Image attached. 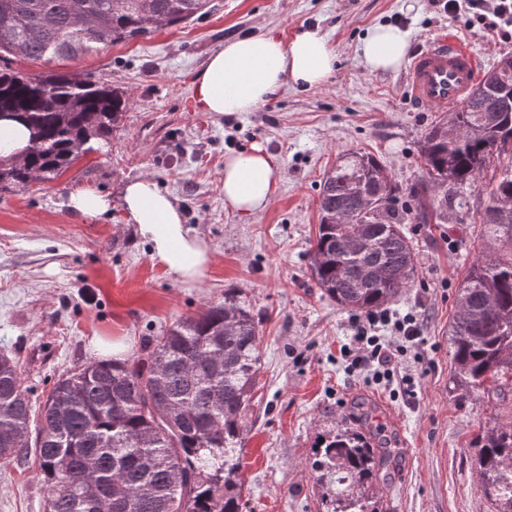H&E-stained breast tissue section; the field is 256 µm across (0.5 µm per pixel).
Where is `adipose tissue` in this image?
Instances as JSON below:
<instances>
[{
    "instance_id": "adipose-tissue-1",
    "label": "adipose tissue",
    "mask_w": 512,
    "mask_h": 512,
    "mask_svg": "<svg viewBox=\"0 0 512 512\" xmlns=\"http://www.w3.org/2000/svg\"><path fill=\"white\" fill-rule=\"evenodd\" d=\"M409 33L398 25L378 24L359 46L360 62L372 73L393 71L402 64ZM336 55L316 29L299 32L282 42L271 32L238 38L213 53L193 82L192 96L203 112L232 115L254 111L292 84L306 88L324 84L332 75ZM277 162L262 143L224 159V206L242 217L267 209L275 197ZM122 207L135 224L151 256L184 284L197 282L212 261L208 244L186 226L170 194L148 176L126 184Z\"/></svg>"
}]
</instances>
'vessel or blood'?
<instances>
[{
    "label": "vessel or blood",
    "mask_w": 512,
    "mask_h": 512,
    "mask_svg": "<svg viewBox=\"0 0 512 512\" xmlns=\"http://www.w3.org/2000/svg\"><path fill=\"white\" fill-rule=\"evenodd\" d=\"M479 67L468 44L453 35L440 36L429 48L414 52L405 73L406 90L417 106L446 112L466 99Z\"/></svg>",
    "instance_id": "obj_1"
}]
</instances>
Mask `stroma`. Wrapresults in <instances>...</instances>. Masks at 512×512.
I'll use <instances>...</instances> for the list:
<instances>
[{
	"label": "stroma",
	"instance_id": "stroma-1",
	"mask_svg": "<svg viewBox=\"0 0 512 512\" xmlns=\"http://www.w3.org/2000/svg\"><path fill=\"white\" fill-rule=\"evenodd\" d=\"M381 23L405 25L414 48L454 34L487 71L512 55V24L468 9L448 15L437 0H211L191 23L54 63L130 101L111 143L95 145L58 179L0 189V352L18 360L32 407L62 374L100 359L99 342L125 344L134 358L146 337L232 295L258 313L262 353L241 453L245 512H323L311 457L337 423L353 422L360 399L391 451L386 512H492L478 489L471 442L512 419V400L448 385V322L478 252V210L403 227L417 270L392 307L417 311L422 323L424 344L403 359L416 377L414 394L348 373L339 348L352 313L310 276L325 172L362 149L411 186L423 177L420 141L440 118L409 101L404 70L370 74L360 65L359 44ZM306 28L319 29L336 53L326 83L286 86L231 116L196 109L192 83L225 43L268 30L287 43ZM254 141L278 160L276 191L266 210L243 220L224 206V158ZM146 174L212 250L193 285L152 259L125 218L122 189ZM86 187L111 197L110 219L62 207ZM38 472L34 454L0 465V512H45Z\"/></svg>",
	"mask_w": 512,
	"mask_h": 512
}]
</instances>
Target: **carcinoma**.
Masks as SVG:
<instances>
[{
    "label": "carcinoma",
    "instance_id": "cac0c4a2",
    "mask_svg": "<svg viewBox=\"0 0 512 512\" xmlns=\"http://www.w3.org/2000/svg\"><path fill=\"white\" fill-rule=\"evenodd\" d=\"M208 0H0V52L51 63L101 46L148 40L205 14ZM129 98L78 73L0 69V113L27 129V147L0 156V188L62 174L93 140L110 143ZM448 119L424 134L426 176L410 189L373 155L351 151L327 175L311 246L316 286L366 313L393 302L416 271L402 225L448 223L484 195L479 240L451 323L453 388L512 392V70L487 72ZM448 192L439 198L442 185ZM132 364L90 361L63 374L40 409L19 361L0 354V464L40 460L46 512H242L245 417L260 368L258 321L233 297L147 340ZM359 426L327 434L311 469L323 512H382L387 449ZM479 489L512 512V420L474 445Z\"/></svg>",
    "mask_w": 512,
    "mask_h": 512
}]
</instances>
